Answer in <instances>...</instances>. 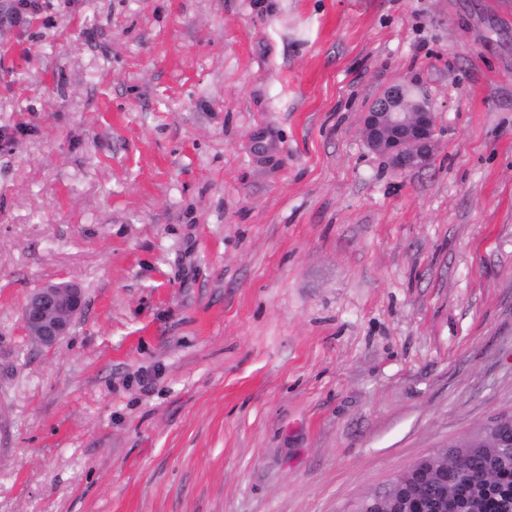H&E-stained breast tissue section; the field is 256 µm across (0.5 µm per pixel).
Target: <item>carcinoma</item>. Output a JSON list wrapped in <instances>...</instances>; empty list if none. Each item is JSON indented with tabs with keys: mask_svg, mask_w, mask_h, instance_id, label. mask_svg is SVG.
<instances>
[{
	"mask_svg": "<svg viewBox=\"0 0 512 512\" xmlns=\"http://www.w3.org/2000/svg\"><path fill=\"white\" fill-rule=\"evenodd\" d=\"M409 472L408 484L393 491L405 493L414 512H512V447L483 448L464 437L448 445L441 467L428 470L419 460ZM434 481L438 498L427 492Z\"/></svg>",
	"mask_w": 512,
	"mask_h": 512,
	"instance_id": "1",
	"label": "carcinoma"
}]
</instances>
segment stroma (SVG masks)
<instances>
[{
	"mask_svg": "<svg viewBox=\"0 0 512 512\" xmlns=\"http://www.w3.org/2000/svg\"><path fill=\"white\" fill-rule=\"evenodd\" d=\"M1 129L0 512H351L512 407V0H37ZM436 117L430 103L405 84H394L364 112L367 147L400 172L425 166L436 150ZM85 305L75 283H48L32 292L21 309V324L28 336L51 348L68 336Z\"/></svg>",
	"mask_w": 512,
	"mask_h": 512,
	"instance_id": "obj_1",
	"label": "stroma"
}]
</instances>
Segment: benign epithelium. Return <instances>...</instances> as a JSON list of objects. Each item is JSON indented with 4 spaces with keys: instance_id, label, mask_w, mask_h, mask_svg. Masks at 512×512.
<instances>
[{
    "instance_id": "benign-epithelium-1",
    "label": "benign epithelium",
    "mask_w": 512,
    "mask_h": 512,
    "mask_svg": "<svg viewBox=\"0 0 512 512\" xmlns=\"http://www.w3.org/2000/svg\"><path fill=\"white\" fill-rule=\"evenodd\" d=\"M436 117L430 103L405 84H394L364 113L367 147L400 172L425 166L436 150ZM84 295L70 282L48 283L32 292L21 309L23 330L41 346L51 348L68 336L82 313ZM512 432V409L499 413L495 423L484 422L475 436L486 444L505 447L500 436Z\"/></svg>"
}]
</instances>
